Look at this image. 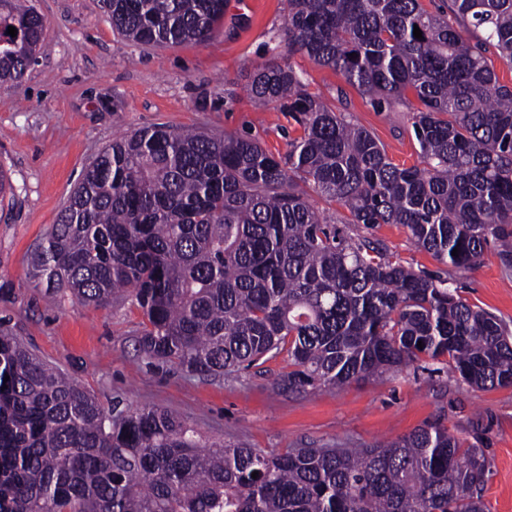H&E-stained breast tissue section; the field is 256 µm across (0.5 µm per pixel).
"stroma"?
I'll list each match as a JSON object with an SVG mask.
<instances>
[{
  "label": "stroma",
  "mask_w": 512,
  "mask_h": 512,
  "mask_svg": "<svg viewBox=\"0 0 512 512\" xmlns=\"http://www.w3.org/2000/svg\"><path fill=\"white\" fill-rule=\"evenodd\" d=\"M46 19L38 63L0 83V170L16 188L0 203V319L42 360L57 365L103 402L174 411L207 444L266 452L365 448L430 424L481 448L489 512H512V387L481 390L459 381L447 358L388 371L340 389L288 393L275 379L292 371L280 354L248 371L202 377L141 354L147 319L131 300L107 306L64 298L50 305L28 276L27 258L54 224L83 170L114 138L155 124L248 131L277 156L301 129L286 113L256 108L246 86L270 60L290 65L310 93L366 128L393 162L419 164L405 107L375 109L331 68L289 52L288 0H228L204 43L146 46L113 31L102 0H30ZM371 235L414 271L446 274L471 306L512 330V271L494 251L472 270L450 269L418 247L407 227L380 224Z\"/></svg>",
  "instance_id": "35a3bbf8"
}]
</instances>
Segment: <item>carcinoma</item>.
I'll use <instances>...</instances> for the list:
<instances>
[{
    "mask_svg": "<svg viewBox=\"0 0 512 512\" xmlns=\"http://www.w3.org/2000/svg\"><path fill=\"white\" fill-rule=\"evenodd\" d=\"M226 2L105 6L112 29L158 46L208 41ZM44 24L27 0H0L1 81L24 77ZM283 35L376 107L412 112L423 166L394 163L291 67L265 63L247 91L303 130L285 156L249 134L122 136L30 254L31 278L54 299L135 300L139 351L205 377L259 367L289 338L282 391L442 357L471 387L512 386L495 315L339 228L402 224L443 264L474 268L492 247L512 270V86L486 57L512 62V0H288ZM310 190L343 209L336 221ZM486 472L481 449L438 425L368 448L203 449L169 409L103 404L0 319V512H486Z\"/></svg>",
    "mask_w": 512,
    "mask_h": 512,
    "instance_id": "cac0c4a2",
    "label": "carcinoma"
}]
</instances>
